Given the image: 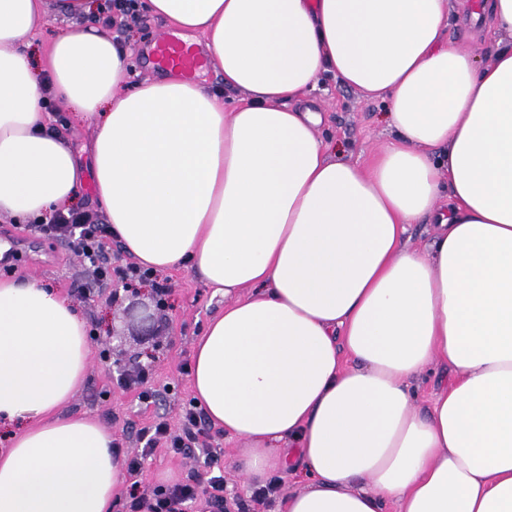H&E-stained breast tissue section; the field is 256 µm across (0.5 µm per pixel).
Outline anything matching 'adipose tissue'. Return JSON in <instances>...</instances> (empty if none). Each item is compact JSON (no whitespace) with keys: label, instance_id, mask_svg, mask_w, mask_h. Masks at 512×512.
I'll return each instance as SVG.
<instances>
[{"label":"adipose tissue","instance_id":"ef3b65f1","mask_svg":"<svg viewBox=\"0 0 512 512\" xmlns=\"http://www.w3.org/2000/svg\"><path fill=\"white\" fill-rule=\"evenodd\" d=\"M197 33L223 99L175 72L122 92L105 30L60 36L40 86L26 52L46 0H0V215L71 205L82 171L44 96L94 124L96 195L145 267L191 265L227 299L194 355L209 421L246 482L295 476L283 512H512V46L448 36L450 0H144ZM386 103L370 169L301 105L321 74ZM434 223L426 253L405 233ZM91 343L64 297L0 279V512H112V436L59 409ZM451 377L426 411L414 382Z\"/></svg>","mask_w":512,"mask_h":512}]
</instances>
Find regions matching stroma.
Masks as SVG:
<instances>
[{
	"instance_id": "35a3bbf8",
	"label": "stroma",
	"mask_w": 512,
	"mask_h": 512,
	"mask_svg": "<svg viewBox=\"0 0 512 512\" xmlns=\"http://www.w3.org/2000/svg\"><path fill=\"white\" fill-rule=\"evenodd\" d=\"M77 26L76 20L54 13L39 22L27 48L36 72H44L46 53L54 40ZM168 32L162 20L144 12L126 32L132 52L127 88H134L147 75L157 73L158 68L149 63L147 52ZM449 36L484 62L493 59L502 39L501 34L490 28L483 13L472 7L451 17ZM308 101L322 117L316 128L318 136L342 147L345 159L353 164L367 166L391 136L384 119V103L364 98L331 76L320 78ZM48 127L65 138L82 168L90 169L88 147L93 128L76 120L62 104L51 112ZM0 243L20 247L25 252L17 264H0V279H36L44 283L79 309L93 338L86 378L71 400L61 407V414L96 419L111 431L113 438L123 440L129 451L136 446L137 431L149 425L155 416L164 415L171 423H178L182 403L193 396L191 379L180 374L179 365L192 359L195 342L209 319L223 312V295L214 293L191 270L166 271L171 292L153 323L151 337L146 338L138 324L125 317L124 310L132 301L151 296L150 286L126 288L116 282L87 296L80 287L90 276L84 273L81 261L66 244L28 232L21 222L2 217ZM114 332L122 335V345L114 361H101L99 351L105 348L107 336ZM144 364L153 368V385L159 392L157 402L149 406L138 401L136 391L122 389L116 383L121 371ZM209 434L212 446L220 449L221 460L227 466L224 496L228 512H253L254 487L231 466L234 456L244 447L243 441L217 427L211 428ZM206 471L204 459L198 453L174 456L160 449L144 460L137 479L142 488L149 490L184 481L194 474L202 478Z\"/></svg>"
}]
</instances>
